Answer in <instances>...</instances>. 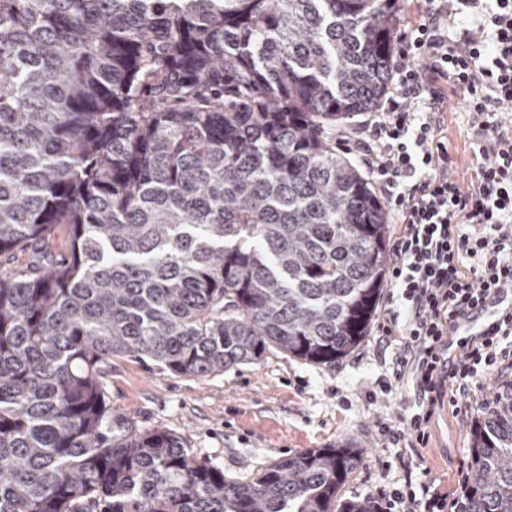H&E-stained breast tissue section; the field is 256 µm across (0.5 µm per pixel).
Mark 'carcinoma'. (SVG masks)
I'll use <instances>...</instances> for the list:
<instances>
[{"instance_id":"obj_1","label":"carcinoma","mask_w":512,"mask_h":512,"mask_svg":"<svg viewBox=\"0 0 512 512\" xmlns=\"http://www.w3.org/2000/svg\"><path fill=\"white\" fill-rule=\"evenodd\" d=\"M397 0H0V512H375L357 448L239 482L112 412L114 357L205 377L366 336L389 224L336 131L388 93ZM460 512H512V384Z\"/></svg>"}]
</instances>
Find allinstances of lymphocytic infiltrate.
<instances>
[{"mask_svg": "<svg viewBox=\"0 0 512 512\" xmlns=\"http://www.w3.org/2000/svg\"><path fill=\"white\" fill-rule=\"evenodd\" d=\"M419 22L399 37L391 96L344 143L398 216L390 292L379 328L403 337L394 374L413 372L417 444L447 392L464 397L479 371L512 368V315L463 343L449 360L444 346L469 309L512 288V0H412ZM460 97L479 129L493 137L477 180L462 190L448 171L440 116ZM377 512H448L430 485L380 495Z\"/></svg>", "mask_w": 512, "mask_h": 512, "instance_id": "obj_1", "label": "lymphocytic infiltrate"}]
</instances>
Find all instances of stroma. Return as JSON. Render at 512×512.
Instances as JSON below:
<instances>
[{
  "label": "stroma",
  "mask_w": 512,
  "mask_h": 512,
  "mask_svg": "<svg viewBox=\"0 0 512 512\" xmlns=\"http://www.w3.org/2000/svg\"><path fill=\"white\" fill-rule=\"evenodd\" d=\"M442 119L448 129L450 171L470 188L488 144L462 101L449 98ZM403 348L400 337L381 340L377 325L336 364L317 365L272 350L255 364L206 377L162 372L139 359L116 357L104 382L108 401L141 429L162 428L180 437L195 458L246 482L282 456L312 448L360 449L362 461L340 487L342 501L377 497L427 483L457 498L462 494L471 446L470 430L485 401L512 373L478 375L465 407H438L426 445L412 448L382 435L381 424L408 429L415 410L412 377L393 376ZM390 382L381 390L380 381Z\"/></svg>",
  "instance_id": "1"
}]
</instances>
